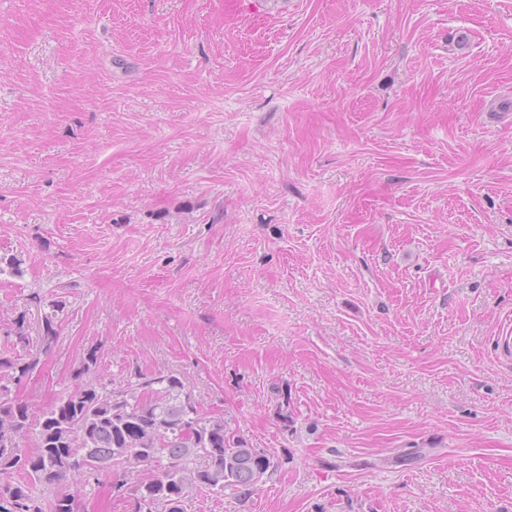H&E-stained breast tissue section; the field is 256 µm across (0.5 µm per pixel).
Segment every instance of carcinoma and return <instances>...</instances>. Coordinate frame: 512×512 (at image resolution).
Listing matches in <instances>:
<instances>
[{
    "label": "carcinoma",
    "mask_w": 512,
    "mask_h": 512,
    "mask_svg": "<svg viewBox=\"0 0 512 512\" xmlns=\"http://www.w3.org/2000/svg\"><path fill=\"white\" fill-rule=\"evenodd\" d=\"M63 303L42 317L47 341L57 335ZM98 351L88 350L77 375L82 382L41 414L0 384V512H73L76 496L64 481L114 475L115 488L130 486L132 512H187L193 489L248 501L281 461L248 446L227 429L224 418L200 412L182 380L163 372L139 373L106 386L97 380ZM37 361L0 353V381H20ZM31 437L33 446L20 442ZM132 454L143 461L134 474L123 470ZM86 457L91 466L77 469Z\"/></svg>",
    "instance_id": "1"
}]
</instances>
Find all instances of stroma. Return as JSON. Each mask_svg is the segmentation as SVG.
<instances>
[{"label": "stroma", "mask_w": 512, "mask_h": 512, "mask_svg": "<svg viewBox=\"0 0 512 512\" xmlns=\"http://www.w3.org/2000/svg\"><path fill=\"white\" fill-rule=\"evenodd\" d=\"M0 256L33 410L94 347L283 460L187 512H512V0H0Z\"/></svg>", "instance_id": "1"}]
</instances>
